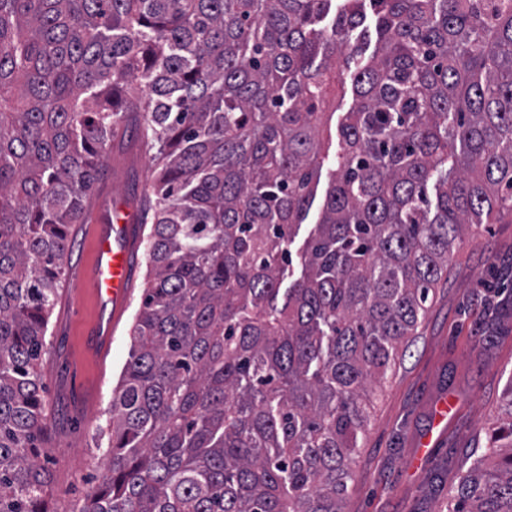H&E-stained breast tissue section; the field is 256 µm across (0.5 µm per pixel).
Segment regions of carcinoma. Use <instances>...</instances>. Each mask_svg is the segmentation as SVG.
Listing matches in <instances>:
<instances>
[{
  "label": "carcinoma",
  "mask_w": 512,
  "mask_h": 512,
  "mask_svg": "<svg viewBox=\"0 0 512 512\" xmlns=\"http://www.w3.org/2000/svg\"><path fill=\"white\" fill-rule=\"evenodd\" d=\"M119 126L157 148L148 282L78 512H342L455 245L512 213V0H0V512H49L41 358ZM508 396L448 512H512ZM346 93L343 94L340 90V87L336 83V113L332 118V121L330 122V131H331V141L332 144L329 146V148L325 151L326 147V137L329 134L328 131H324L322 133V139L323 143L325 144L323 146L322 152H321V175L320 180L317 185L315 195L313 197V200L311 202V205L306 213L305 219L302 223V226L299 230L298 236L296 237L295 243L293 245L294 249H292L294 252L297 250V248L302 244L303 240L307 237L310 229L311 224H317L321 212L323 209L324 201H325V194L328 187V183L330 181V174L332 170L336 169V151H337V138L335 140V129H337L338 123L343 118L345 112H348L353 104L352 94L349 86H346Z\"/></svg>",
  "instance_id": "obj_1"
}]
</instances>
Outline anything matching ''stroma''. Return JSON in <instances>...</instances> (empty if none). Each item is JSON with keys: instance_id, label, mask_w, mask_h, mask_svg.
I'll return each instance as SVG.
<instances>
[{"instance_id": "1", "label": "stroma", "mask_w": 512, "mask_h": 512, "mask_svg": "<svg viewBox=\"0 0 512 512\" xmlns=\"http://www.w3.org/2000/svg\"><path fill=\"white\" fill-rule=\"evenodd\" d=\"M136 136L118 130L112 152L91 190L98 214L140 198L154 177L153 152L135 147ZM92 245L75 225L67 257L72 279L84 278L70 306L56 305L41 365L47 389V435L42 453L53 474L50 512H73L103 472L106 411L128 357L129 332L147 277L146 250L138 248L129 306L112 331V348L100 356L86 343L101 308L87 278ZM406 352L387 373L362 447L344 512H445L449 487L462 467L491 462L490 430L503 418L512 392V215L468 233L435 289ZM451 399L436 448L417 457L440 398Z\"/></svg>"}]
</instances>
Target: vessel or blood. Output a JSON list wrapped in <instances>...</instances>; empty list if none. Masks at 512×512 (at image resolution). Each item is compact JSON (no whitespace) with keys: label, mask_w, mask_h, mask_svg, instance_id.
Masks as SVG:
<instances>
[{"label":"vessel or blood","mask_w":512,"mask_h":512,"mask_svg":"<svg viewBox=\"0 0 512 512\" xmlns=\"http://www.w3.org/2000/svg\"><path fill=\"white\" fill-rule=\"evenodd\" d=\"M137 214L130 209L113 210L110 224H102L97 214H90L86 229L95 245V260L90 281L99 297L111 306L109 325H96L89 334L92 346L108 347L111 325L125 312L134 286L133 257L140 241Z\"/></svg>","instance_id":"b4317fda"}]
</instances>
